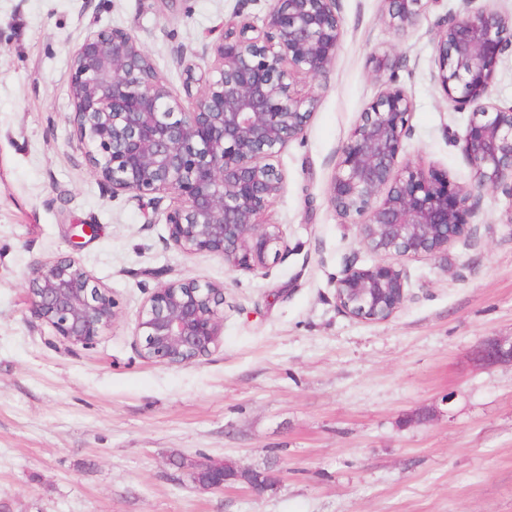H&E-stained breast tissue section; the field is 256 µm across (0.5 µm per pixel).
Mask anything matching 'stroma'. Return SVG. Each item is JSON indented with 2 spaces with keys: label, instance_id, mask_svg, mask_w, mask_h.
Masks as SVG:
<instances>
[{
  "label": "stroma",
  "instance_id": "1",
  "mask_svg": "<svg viewBox=\"0 0 512 512\" xmlns=\"http://www.w3.org/2000/svg\"><path fill=\"white\" fill-rule=\"evenodd\" d=\"M458 6L424 0L396 32L384 0H338L340 48L299 85L318 102L262 218L288 251L263 273L169 245L172 195L112 196L77 141L69 81L86 34L118 27L192 109L187 76L204 80L211 43L261 20L267 0H0V512H512V364L480 358L512 336V197L481 194L447 264L396 258L410 291L390 320L353 319L335 299L348 258L378 260L328 200L380 90L375 57L390 56L414 103L399 165L472 181L458 145L469 115L434 77ZM68 255L119 302L86 347L54 336L26 293L31 264ZM169 280L224 287L223 344L180 367L142 357L134 336L148 292ZM200 462L276 482L205 490Z\"/></svg>",
  "mask_w": 512,
  "mask_h": 512
}]
</instances>
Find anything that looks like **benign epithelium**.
I'll return each instance as SVG.
<instances>
[{
	"label": "benign epithelium",
	"instance_id": "benign-epithelium-1",
	"mask_svg": "<svg viewBox=\"0 0 512 512\" xmlns=\"http://www.w3.org/2000/svg\"><path fill=\"white\" fill-rule=\"evenodd\" d=\"M261 24L245 21L211 45L212 74L187 110L160 77L150 55L121 28L91 31L73 53L70 95L81 146L112 195L171 193L167 240L188 255H213L232 270L270 268L287 249L281 225L261 215L279 196L276 160L306 132L316 99L294 90L335 61L343 36L337 0H267ZM389 27L414 25L422 0H386ZM459 0L436 46L435 78L457 112L471 118L459 139L473 184L454 182L419 163L396 170L408 135L412 98L391 76L381 84L341 148L328 188L343 221L355 217L362 246L380 256L448 264V248L472 234L478 194L512 195V104L491 100L505 53L508 18ZM30 308L54 335L87 346L108 329L118 301L72 256L31 265ZM409 280L392 263L345 264L336 304L364 322L391 319L408 299ZM224 286L198 280L158 284L138 312L134 333L145 358L191 364L224 340ZM488 364L512 363V337L488 340ZM193 480L221 490L235 473L215 464L193 468Z\"/></svg>",
	"mask_w": 512,
	"mask_h": 512
}]
</instances>
